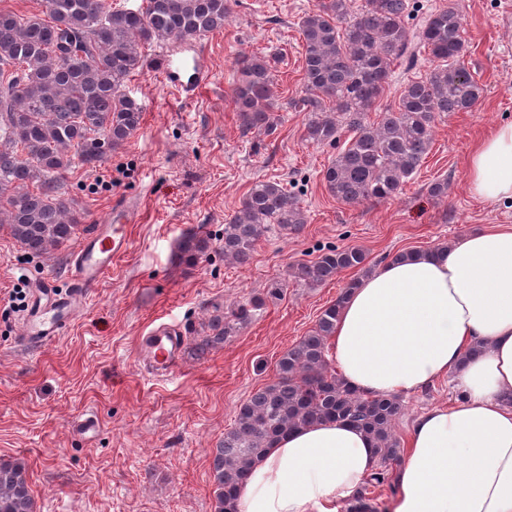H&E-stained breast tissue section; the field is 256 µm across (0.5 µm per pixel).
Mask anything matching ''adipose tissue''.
<instances>
[{
	"label": "adipose tissue",
	"instance_id": "obj_1",
	"mask_svg": "<svg viewBox=\"0 0 512 512\" xmlns=\"http://www.w3.org/2000/svg\"><path fill=\"white\" fill-rule=\"evenodd\" d=\"M472 196L512 202V121L474 146ZM331 356L347 387L421 392L454 376L456 397L412 422L389 512H512V227L481 228L411 250L356 280ZM363 430L327 421L276 439L236 512H337L377 465Z\"/></svg>",
	"mask_w": 512,
	"mask_h": 512
}]
</instances>
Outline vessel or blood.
<instances>
[{"label": "vessel or blood", "mask_w": 512, "mask_h": 512, "mask_svg": "<svg viewBox=\"0 0 512 512\" xmlns=\"http://www.w3.org/2000/svg\"><path fill=\"white\" fill-rule=\"evenodd\" d=\"M167 84L180 97L193 100L208 74L196 59L167 56L164 63ZM131 211L127 205L114 207L106 223L95 225L84 236L70 258L67 288L45 282L32 288L25 308L22 343L36 350L61 335L98 288L115 258L129 247L126 226ZM142 345L146 360L156 376H165L182 363L185 338L171 324L154 328Z\"/></svg>", "instance_id": "obj_1"}]
</instances>
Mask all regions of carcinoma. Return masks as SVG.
<instances>
[{
    "label": "carcinoma",
    "instance_id": "1",
    "mask_svg": "<svg viewBox=\"0 0 512 512\" xmlns=\"http://www.w3.org/2000/svg\"><path fill=\"white\" fill-rule=\"evenodd\" d=\"M227 13L228 0H143L134 11L111 0H46L42 16L0 9V221L24 251L41 255L76 234L78 212L61 191L74 159L94 167L140 129L142 107L128 82L146 65L144 46L219 32ZM409 14L410 0H364L357 12L352 0H319L298 23L305 47L304 139L319 146L336 143L342 129L351 134L322 177L327 192L344 204L393 199L428 154L435 121L471 110L484 91L461 64L467 41L455 3L429 12L414 29L407 25ZM423 53L434 69L406 84L395 104L380 107L394 67L411 68ZM273 83V57H239L235 103L243 131H273ZM305 223V211L281 183L256 180L224 220V256L245 265L270 225L296 233ZM209 248L198 232L182 235L187 263ZM344 269L371 271L361 249L332 248L297 265L294 277L318 284ZM285 289L274 282L265 293L214 315V336L198 344L199 353L235 335ZM343 297L279 357L277 380L240 405L235 426L211 449L217 512H236L253 463L275 439L330 420L365 430L378 457L345 512H381L369 491L393 489L401 460L393 426L403 399L354 392L331 368L327 342ZM0 512H34L19 463L0 462Z\"/></svg>",
    "mask_w": 512,
    "mask_h": 512
}]
</instances>
